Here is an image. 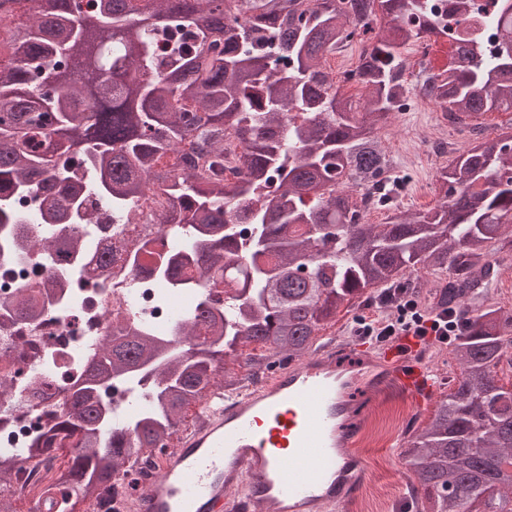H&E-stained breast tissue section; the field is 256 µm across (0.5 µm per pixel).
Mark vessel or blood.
Wrapping results in <instances>:
<instances>
[{
  "instance_id": "obj_1",
  "label": "vessel or blood",
  "mask_w": 512,
  "mask_h": 512,
  "mask_svg": "<svg viewBox=\"0 0 512 512\" xmlns=\"http://www.w3.org/2000/svg\"><path fill=\"white\" fill-rule=\"evenodd\" d=\"M335 337L288 362L263 386L216 387L203 424L181 430L156 477L132 494L130 512H339L364 479L359 430L349 412ZM411 336L386 348L365 345L357 377L414 401L437 384Z\"/></svg>"
}]
</instances>
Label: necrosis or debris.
Here are the masks:
<instances>
[{"instance_id":"4bbe7bcc","label":"necrosis or debris","mask_w":512,"mask_h":512,"mask_svg":"<svg viewBox=\"0 0 512 512\" xmlns=\"http://www.w3.org/2000/svg\"><path fill=\"white\" fill-rule=\"evenodd\" d=\"M170 201L162 186L152 185L132 206L114 210L96 196L85 206L92 251L71 250L56 259L57 229L48 248H23L0 241V297L33 293L38 316L22 321L0 306V450L25 448L50 434L56 417L80 379L78 360L88 359L98 342L117 332L133 333L150 324L167 338L187 319L200 298L216 310L236 293L232 283L204 288L161 277L177 238L165 224ZM155 369L145 365L113 379L105 396L112 419L127 422L134 409L153 401ZM168 446L142 450L127 476L114 479L86 508L88 512H124L133 488H145L156 476ZM18 468L7 492L30 502L58 495L63 465L57 453L15 457Z\"/></svg>"}]
</instances>
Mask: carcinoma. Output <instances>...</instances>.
<instances>
[{
  "mask_svg": "<svg viewBox=\"0 0 512 512\" xmlns=\"http://www.w3.org/2000/svg\"><path fill=\"white\" fill-rule=\"evenodd\" d=\"M33 2L27 22L8 27L0 59V228L19 223L13 201L28 192L42 223L70 225L71 246L89 249L78 230L85 195L119 208L156 182L173 204L169 223L189 226L193 240L175 246L164 272L192 266L202 280H232L237 294L224 315L202 299L175 327L190 344L181 356L147 325L105 344L28 453L69 444L62 481L89 501L127 464L128 433L142 449L171 438L230 355L252 348L250 369L299 359L367 290L454 269L462 276L447 299L462 313L452 345L461 372L403 449L411 509L494 512L512 493V388L494 374L512 346V315L485 300L470 311L465 296L489 286L490 246L512 252V152L460 153L441 173V202L399 222L368 223L348 188L378 206L390 200L396 176L375 130L412 95L429 96L455 125L512 112V0H492L490 23L507 47L495 59L483 57L468 0H448L465 24L456 33L427 0H90L89 11L82 0ZM432 36L452 41L457 64L410 83L402 48ZM355 39L360 101L326 68ZM187 140L193 159L156 168ZM236 224L250 225L247 240ZM148 362L159 367L152 412L111 425L101 387Z\"/></svg>",
  "mask_w": 512,
  "mask_h": 512,
  "instance_id": "carcinoma-1",
  "label": "carcinoma"
}]
</instances>
